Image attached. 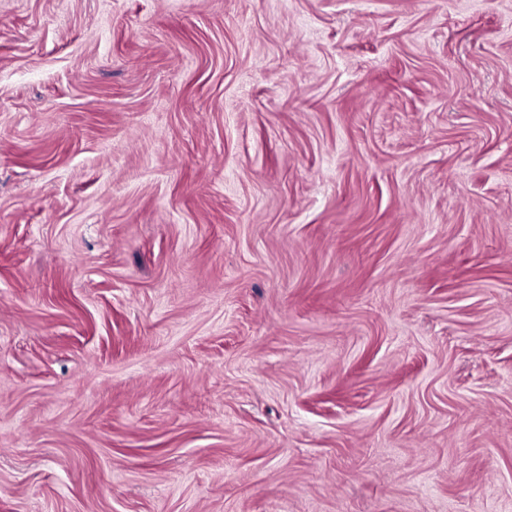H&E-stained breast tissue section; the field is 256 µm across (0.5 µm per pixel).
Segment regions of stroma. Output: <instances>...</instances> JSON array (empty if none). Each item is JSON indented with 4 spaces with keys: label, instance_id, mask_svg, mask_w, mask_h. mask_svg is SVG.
I'll list each match as a JSON object with an SVG mask.
<instances>
[{
    "label": "stroma",
    "instance_id": "stroma-1",
    "mask_svg": "<svg viewBox=\"0 0 512 512\" xmlns=\"http://www.w3.org/2000/svg\"><path fill=\"white\" fill-rule=\"evenodd\" d=\"M0 512H512V0H0Z\"/></svg>",
    "mask_w": 512,
    "mask_h": 512
}]
</instances>
